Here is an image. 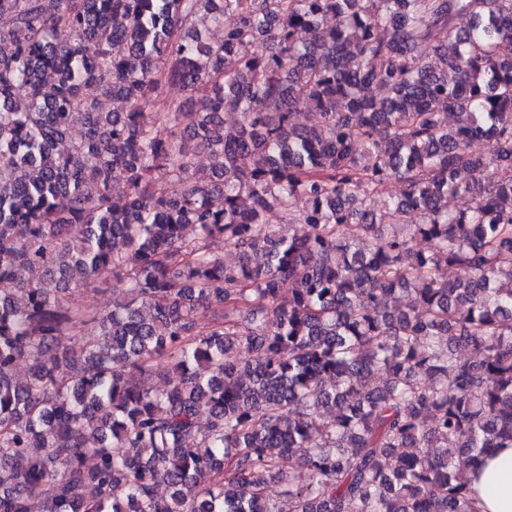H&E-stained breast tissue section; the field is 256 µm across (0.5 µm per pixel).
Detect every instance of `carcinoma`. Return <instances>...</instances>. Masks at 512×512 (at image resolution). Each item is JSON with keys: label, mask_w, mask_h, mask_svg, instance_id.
I'll use <instances>...</instances> for the list:
<instances>
[{"label": "carcinoma", "mask_w": 512, "mask_h": 512, "mask_svg": "<svg viewBox=\"0 0 512 512\" xmlns=\"http://www.w3.org/2000/svg\"><path fill=\"white\" fill-rule=\"evenodd\" d=\"M511 447L512 0H0V512H480ZM66 301L74 308H86L100 312L112 309V292L105 289L104 286H81L71 290Z\"/></svg>", "instance_id": "1"}]
</instances>
